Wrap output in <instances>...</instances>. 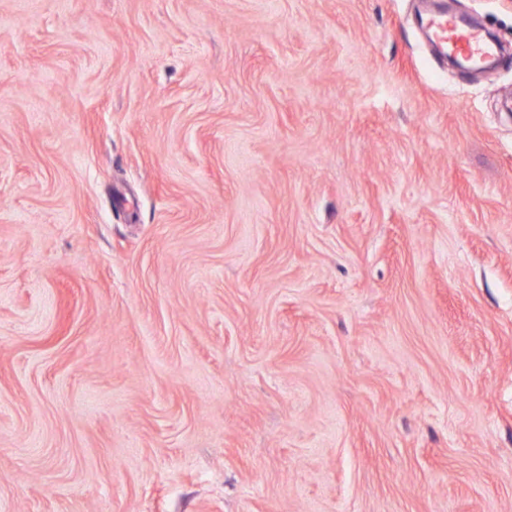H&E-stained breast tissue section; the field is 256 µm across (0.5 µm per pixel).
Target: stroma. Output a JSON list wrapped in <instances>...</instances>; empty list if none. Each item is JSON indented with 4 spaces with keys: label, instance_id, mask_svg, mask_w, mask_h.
<instances>
[{
    "label": "stroma",
    "instance_id": "1",
    "mask_svg": "<svg viewBox=\"0 0 512 512\" xmlns=\"http://www.w3.org/2000/svg\"><path fill=\"white\" fill-rule=\"evenodd\" d=\"M421 5L0 0V512H512V54ZM427 26L433 37V46L436 50L452 60L458 69L477 71L469 65L459 63V56L454 52H448V44L458 54L485 56L489 51L482 32L471 26L467 20L448 16V11L432 13L427 17Z\"/></svg>",
    "mask_w": 512,
    "mask_h": 512
}]
</instances>
